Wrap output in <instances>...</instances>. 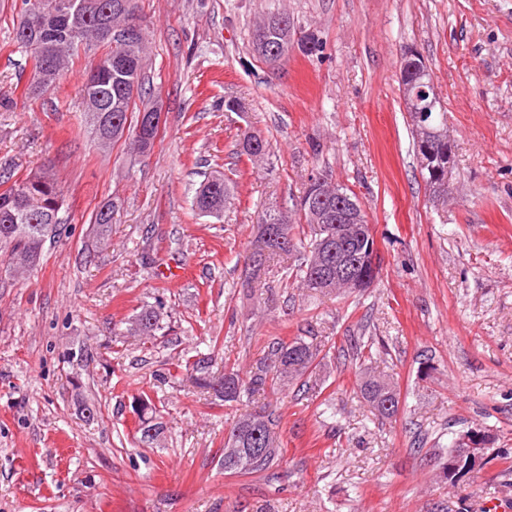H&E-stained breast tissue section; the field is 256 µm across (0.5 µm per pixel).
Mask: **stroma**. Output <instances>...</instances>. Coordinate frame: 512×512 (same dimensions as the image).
<instances>
[{
    "mask_svg": "<svg viewBox=\"0 0 512 512\" xmlns=\"http://www.w3.org/2000/svg\"><path fill=\"white\" fill-rule=\"evenodd\" d=\"M148 23L144 102L163 110L153 149L101 150L84 123L88 60L30 99L29 52L0 0V165L22 178L51 165L64 226L24 277L0 271V512H512V0H139ZM288 12L300 39L279 64L253 51L262 13ZM417 51L447 112L454 166L431 199L399 90ZM237 100L239 109L224 102ZM271 145L237 156L241 133ZM237 189L220 216L194 211L212 170ZM351 188L381 271L348 297L237 285L265 207L293 206L310 176ZM112 205L107 244L93 214ZM164 297L168 335L114 342L112 329ZM328 350L323 394L266 390L284 416L283 458L225 474L224 435L246 404L170 375L211 351V370L249 371L276 338ZM394 378L398 415L357 394L355 345ZM99 408L86 421L72 380ZM164 406L161 447L139 441L134 398ZM470 430L488 462L454 484L438 461Z\"/></svg>",
    "mask_w": 512,
    "mask_h": 512,
    "instance_id": "obj_1",
    "label": "stroma"
}]
</instances>
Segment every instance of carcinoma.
<instances>
[{
    "label": "carcinoma",
    "mask_w": 512,
    "mask_h": 512,
    "mask_svg": "<svg viewBox=\"0 0 512 512\" xmlns=\"http://www.w3.org/2000/svg\"><path fill=\"white\" fill-rule=\"evenodd\" d=\"M71 0H22L20 16L30 14L40 27L44 40L52 46L53 62L48 72L34 70L32 82L26 95L35 98L52 92L63 76L70 57L82 54L89 59L87 76L93 77L94 84L84 82L83 98L85 103L84 121L102 149L111 144L104 141L101 129L97 126L95 112L90 107L89 98L100 97L109 112V119L123 123L137 124L144 87L145 54V18L141 15L138 0H97L100 4L99 16L107 18L114 28H122L131 20L139 23L140 33L136 41L126 45H112V41L103 44L76 30L65 28L60 19H43L42 11L54 3L66 4ZM293 28L286 14L266 16L253 30V46L261 43L278 50L279 56L288 53L291 42L289 34ZM122 55L128 62L127 70L117 73L112 68V57ZM418 57H402L400 72L409 79H400V89L405 104L411 103V97L419 87L417 79ZM158 133L149 134L144 139L130 133V149L137 154L151 150ZM414 150L419 161L420 172L430 196L448 194L449 184L445 181L448 171L434 179L428 170V153L440 158L452 150L448 142L434 135L426 137L412 131ZM238 152L251 161H261L270 154L269 144L260 135L251 131L243 133L238 143ZM234 186L222 173L215 174L201 183L193 197V206L201 213L218 215L224 211V205L233 195ZM312 193L333 197L331 206H336L334 197L341 193L356 198L347 188L332 186L327 182L311 180L303 196ZM65 205L63 189L53 169L47 167L31 172L20 180H12L10 171L3 170L0 175V243L10 245V250L0 258V265H6L16 273L23 274L36 267L43 255L45 242L57 235L62 224L60 212ZM93 224L97 236L105 241L109 237L112 225V206L107 205L96 211ZM361 239L351 245L349 262L357 260L356 254L366 252L375 245L371 227L365 217H360L356 225ZM270 229L275 230L281 241H269L262 266L244 267L240 277V287L250 293L267 279L270 270L268 263L276 256L285 255L292 259L286 268V276L300 288L315 293L356 292L346 281L336 280V270L325 266L323 260L324 240H336L337 227L323 219L322 213H308L302 210L301 202L293 209L279 211L266 208L258 219L257 235L263 238ZM166 304L160 298L146 302L127 321V327L114 333L115 340L126 336H138L151 339L164 336L169 331ZM320 347L309 342L304 336H295L285 341L280 338L270 342L265 355L257 361L255 367L244 374L237 371L214 377L209 373L208 359L195 355L177 360L175 367L186 371L189 379L199 388L213 390L215 397L230 406L242 398L264 392L267 388L280 385L299 384L301 387H323L320 377ZM358 389L362 399L371 408L374 415L381 419L396 417L400 404V391L397 384L386 374L378 373L369 366L359 372ZM163 407L156 405L148 397L140 398L134 405L138 418L140 441L151 445L164 434L162 422ZM282 414L276 405L268 402L234 421L224 437V473L247 476L264 472L274 466L282 455L281 441ZM260 452L254 453L252 449Z\"/></svg>",
    "instance_id": "1"
}]
</instances>
